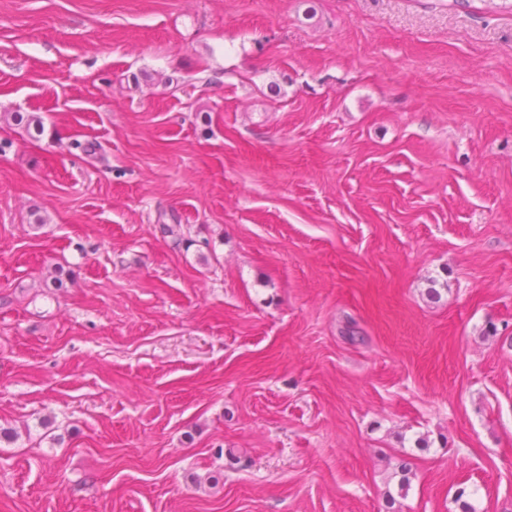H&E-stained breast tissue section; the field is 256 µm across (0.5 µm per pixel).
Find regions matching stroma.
Here are the masks:
<instances>
[{
	"label": "stroma",
	"mask_w": 512,
	"mask_h": 512,
	"mask_svg": "<svg viewBox=\"0 0 512 512\" xmlns=\"http://www.w3.org/2000/svg\"><path fill=\"white\" fill-rule=\"evenodd\" d=\"M0 428V512H512V5L0 0Z\"/></svg>",
	"instance_id": "obj_1"
}]
</instances>
